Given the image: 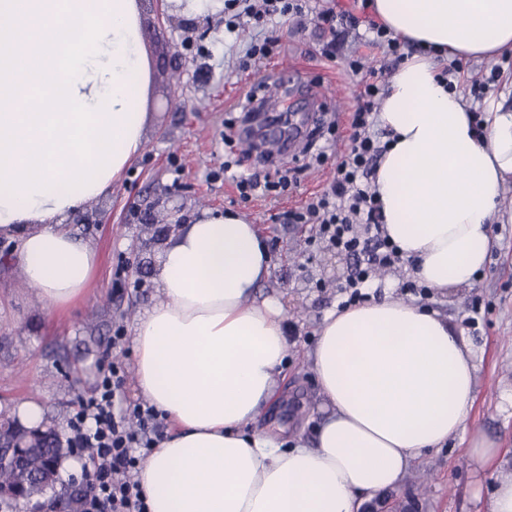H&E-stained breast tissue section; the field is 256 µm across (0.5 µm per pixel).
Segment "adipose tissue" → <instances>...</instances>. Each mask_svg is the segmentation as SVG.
Instances as JSON below:
<instances>
[{
    "label": "adipose tissue",
    "mask_w": 512,
    "mask_h": 512,
    "mask_svg": "<svg viewBox=\"0 0 512 512\" xmlns=\"http://www.w3.org/2000/svg\"><path fill=\"white\" fill-rule=\"evenodd\" d=\"M369 7L414 48L379 107L391 134L373 178L382 230L429 288L470 286L512 184V108L488 96L475 121L439 62L512 51V0ZM147 82L137 0H0V237L54 311L95 281L98 254L65 220L143 150ZM269 261L257 226L231 210L188 219L162 250L161 298L132 336L137 390L171 425L140 465L149 512H360L467 431L469 341L390 295L324 317L309 356L324 402L312 441L255 428L289 347L281 303L257 295Z\"/></svg>",
    "instance_id": "ef3b65f1"
}]
</instances>
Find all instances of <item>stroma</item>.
<instances>
[{
	"label": "stroma",
	"instance_id": "stroma-1",
	"mask_svg": "<svg viewBox=\"0 0 512 512\" xmlns=\"http://www.w3.org/2000/svg\"><path fill=\"white\" fill-rule=\"evenodd\" d=\"M327 7L368 13L367 0H311L309 13L284 26L274 59L288 66L305 59V71L289 73L288 81L321 89L328 110L311 118L309 132L316 147L332 152L336 114L348 112L361 90L344 71L342 59L356 54L390 75L397 65L382 49L368 45L369 33L362 28L343 33L336 61L321 57L330 35L316 26L313 14ZM138 8L149 70L145 146L119 183L85 206V221L73 226L99 255L90 295L65 315L54 313L25 283L14 241L0 239V408L14 412L21 403H38L44 420L68 433L79 396L96 385L105 351L131 363L128 337L143 310L160 297L151 264L165 242L151 239L141 222L144 208L157 201L186 215L232 209L266 236L271 273L260 292L282 301L290 338L276 417L287 434L312 437L322 399L307 354L324 315L343 300L339 287L348 262L336 252L310 246L311 226L280 224L272 216L322 192L333 169L317 164L310 152L290 156L289 166L301 169L296 191L247 202L230 182L211 179V172L223 169L229 151L242 149L224 143L228 125L245 119L241 101L264 90L263 66L238 67L259 31L244 18L237 33L225 34L224 10L214 0H167L168 22L158 35L154 0H138ZM494 235L491 259L474 286L448 295L431 292L426 303L471 339L479 371L468 430L496 439L502 452L481 473L467 453V442L455 437L416 461L395 493L415 500L417 512H488L494 478L512 471V405L506 400L512 394V188L505 193ZM119 326L127 340L114 348L110 339Z\"/></svg>",
	"mask_w": 512,
	"mask_h": 512
}]
</instances>
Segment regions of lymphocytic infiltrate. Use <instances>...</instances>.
I'll return each mask as SVG.
<instances>
[{
	"instance_id": "lymphocytic-infiltrate-1",
	"label": "lymphocytic infiltrate",
	"mask_w": 512,
	"mask_h": 512,
	"mask_svg": "<svg viewBox=\"0 0 512 512\" xmlns=\"http://www.w3.org/2000/svg\"><path fill=\"white\" fill-rule=\"evenodd\" d=\"M244 7L256 27L286 22L289 16L302 15L307 0H260L259 5L242 6L241 0H224L229 16L225 29L237 26L232 12ZM350 76L363 86L350 114L348 146L343 153L329 156L319 151L318 163H332L333 179L325 191L305 206L288 211L292 224H310L318 240L337 254L353 259L354 266L342 285L348 304L366 300V288L391 270L401 259L395 245L382 233V212L373 191L372 179L385 151L372 134L374 112L381 87L377 72L365 69L360 57L345 60ZM242 200L249 201L297 186L298 178L290 167L274 175L243 170L229 175ZM125 369L119 362L109 363L99 372L95 393L80 399L69 421L70 440L91 466L87 488L77 498V512H148L145 496L135 473L143 454L163 439V424L149 404L126 406L123 392Z\"/></svg>"
}]
</instances>
